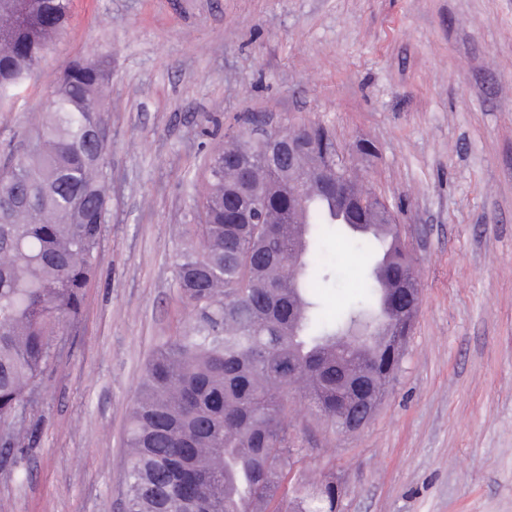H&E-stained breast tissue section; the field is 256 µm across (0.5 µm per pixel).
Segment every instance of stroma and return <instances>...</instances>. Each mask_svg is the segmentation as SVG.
<instances>
[{
  "label": "stroma",
  "instance_id": "obj_1",
  "mask_svg": "<svg viewBox=\"0 0 512 512\" xmlns=\"http://www.w3.org/2000/svg\"><path fill=\"white\" fill-rule=\"evenodd\" d=\"M94 53L112 62L102 259L24 421L36 442L0 464V512H125V430L188 319L175 262L209 155L258 115L331 134L397 215L421 287L364 428L291 405L301 479L340 477L339 512H512V0H71L0 102V148Z\"/></svg>",
  "mask_w": 512,
  "mask_h": 512
}]
</instances>
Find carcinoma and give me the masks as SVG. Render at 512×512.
Segmentation results:
<instances>
[{"instance_id": "1", "label": "carcinoma", "mask_w": 512, "mask_h": 512, "mask_svg": "<svg viewBox=\"0 0 512 512\" xmlns=\"http://www.w3.org/2000/svg\"><path fill=\"white\" fill-rule=\"evenodd\" d=\"M70 0L40 8L0 0L15 16L0 31V98L38 71L53 38L62 34ZM111 60L94 54L70 62L48 95L45 110L0 160V448L34 443L30 428L14 429L31 394L59 357L58 343L82 317L84 291L101 257L112 177L109 140H86L105 124ZM265 143L241 133L208 159V187L196 202L197 241L178 254L175 280L189 311L179 336L147 363L126 430L127 512H336L329 481L285 484L303 449L288 436V403L308 402L334 428L353 394L336 385L364 377L378 395L391 376L381 369L388 344L384 322L407 336L412 324L394 315L385 292L397 288L412 260L396 225L380 236L368 222L358 234L336 220V196L312 184L309 164L288 178V163L259 160ZM260 192L262 224L247 213ZM308 207H299V196ZM306 217L297 247L290 213ZM360 251L362 296L330 317L316 289L334 281L338 263L324 242Z\"/></svg>"}]
</instances>
